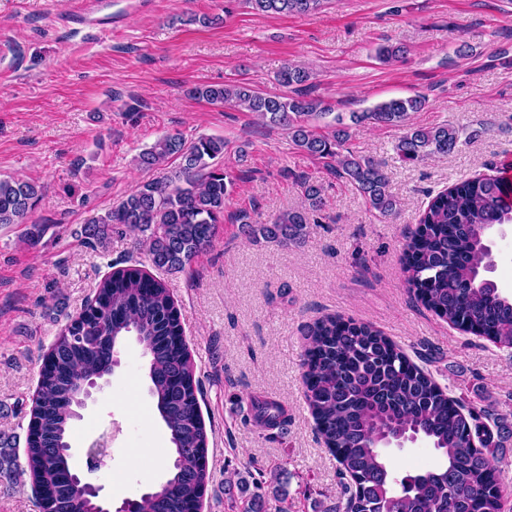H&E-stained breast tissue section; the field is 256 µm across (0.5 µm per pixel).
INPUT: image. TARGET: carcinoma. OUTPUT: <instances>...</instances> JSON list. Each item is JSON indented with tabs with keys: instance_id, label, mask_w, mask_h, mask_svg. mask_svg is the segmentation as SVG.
Listing matches in <instances>:
<instances>
[{
	"instance_id": "obj_1",
	"label": "carcinoma",
	"mask_w": 512,
	"mask_h": 512,
	"mask_svg": "<svg viewBox=\"0 0 512 512\" xmlns=\"http://www.w3.org/2000/svg\"><path fill=\"white\" fill-rule=\"evenodd\" d=\"M266 16L306 14L320 0H246ZM307 71L287 67L279 81L289 95H262L239 82L199 85L190 94L211 103H229L257 114L265 123L288 132L295 148L322 162L347 180L381 217L396 212L382 166L344 152L350 128L368 122L399 126L425 99H390L366 112L334 117L333 130L320 133L310 122L328 115L322 101L300 86ZM460 143V130L444 124L409 129L395 145L400 160L418 163L448 155ZM172 157L180 166L142 183L105 215L82 227L90 244L103 242L112 227L145 237L151 266L168 273L186 270L215 238L224 223V205L236 177L220 163L224 140L201 137L187 142L166 135L139 155L138 163L159 168ZM305 207L279 214L269 224L235 214L241 232L259 242L304 240L310 214L323 207V187L302 181ZM40 188L20 179H0V224H24L36 206ZM500 174L456 182L430 198L404 249L406 283L417 301L448 325L512 349V296L481 277L489 269L488 232L512 223V204ZM133 334L150 356L149 375L158 414L170 431L173 464L158 491L138 498L137 512H189L203 500L210 479L208 433L198 408L195 362L179 336L180 311L165 281L138 266L115 268L98 285V301L72 321L50 349L40 380L27 434L25 465L17 464L11 442L0 440V477L27 475L44 494L45 512H97V507L68 481L71 462L63 453L70 443L74 392L78 382L101 377L112 368L114 350ZM302 368L304 397L326 447L334 454L345 484L344 512H506L497 467L505 427L490 428L457 400L434 376L413 364L392 340L371 326L326 316L308 331ZM268 428L279 426L283 407L271 400L254 405ZM416 432L442 456L433 470L398 476L380 451L379 435ZM264 471L234 472L224 477L231 505L240 512H267L261 489Z\"/></svg>"
}]
</instances>
